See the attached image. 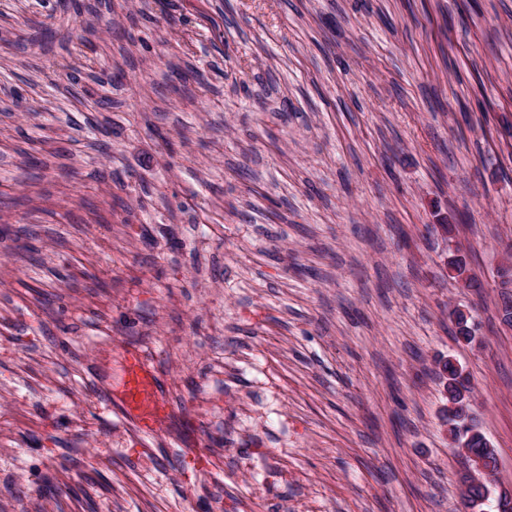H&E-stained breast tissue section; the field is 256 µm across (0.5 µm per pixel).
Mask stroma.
<instances>
[{
    "label": "stroma",
    "mask_w": 512,
    "mask_h": 512,
    "mask_svg": "<svg viewBox=\"0 0 512 512\" xmlns=\"http://www.w3.org/2000/svg\"><path fill=\"white\" fill-rule=\"evenodd\" d=\"M510 244L512 0H0V512H463L450 359L512 487ZM114 401L144 435L160 433L172 409L164 382L136 351L124 356L122 390ZM457 369H458V373L461 376L466 375V373L462 370V368L458 364L453 363L451 360L444 362V364L442 365V369H441L442 375H443V378L446 380L444 387L448 394V398H453V397L458 396L461 393V389L469 388L470 390H472L468 375L466 378H462L461 380L456 379ZM445 374H446V376H445ZM449 379H453L452 381H454V382H450Z\"/></svg>",
    "instance_id": "1"
}]
</instances>
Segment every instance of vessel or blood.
Returning a JSON list of instances; mask_svg holds the SVG:
<instances>
[{"mask_svg": "<svg viewBox=\"0 0 512 512\" xmlns=\"http://www.w3.org/2000/svg\"><path fill=\"white\" fill-rule=\"evenodd\" d=\"M116 403L123 417L145 435L160 433L172 409L164 382L136 351L124 356L122 389Z\"/></svg>", "mask_w": 512, "mask_h": 512, "instance_id": "1", "label": "vessel or blood"}]
</instances>
